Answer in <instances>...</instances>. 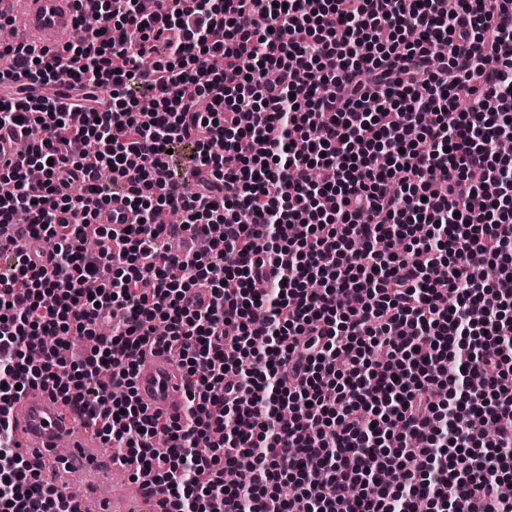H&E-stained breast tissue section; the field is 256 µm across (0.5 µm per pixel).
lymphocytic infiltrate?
<instances>
[{
	"instance_id": "f902f5d3",
	"label": "lymphocytic infiltrate",
	"mask_w": 512,
	"mask_h": 512,
	"mask_svg": "<svg viewBox=\"0 0 512 512\" xmlns=\"http://www.w3.org/2000/svg\"><path fill=\"white\" fill-rule=\"evenodd\" d=\"M89 2L83 42L0 44V133L32 134L0 168V512H75L5 412L39 387L161 512H512V0ZM152 347L189 378L166 424ZM129 210L124 193L112 194L108 204L98 211L97 223L109 224L112 230L120 232L128 222ZM183 374L177 361L167 355L147 354L141 360L137 388L141 401L151 412L175 419L183 410Z\"/></svg>"
}]
</instances>
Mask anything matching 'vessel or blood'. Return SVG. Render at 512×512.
I'll return each instance as SVG.
<instances>
[{
	"instance_id": "1",
	"label": "vessel or blood",
	"mask_w": 512,
	"mask_h": 512,
	"mask_svg": "<svg viewBox=\"0 0 512 512\" xmlns=\"http://www.w3.org/2000/svg\"><path fill=\"white\" fill-rule=\"evenodd\" d=\"M22 33L24 45L62 47L76 28L75 0H0ZM125 194L112 196L97 221L122 230L128 222ZM183 374L166 355H146L137 374L141 401L150 411L174 419L183 410ZM22 454L41 464L43 481L62 492L78 486L77 512H160L159 497L146 478H132L127 468L100 450L97 430L70 406L44 389L31 390L8 408ZM112 493H102V486Z\"/></svg>"
}]
</instances>
